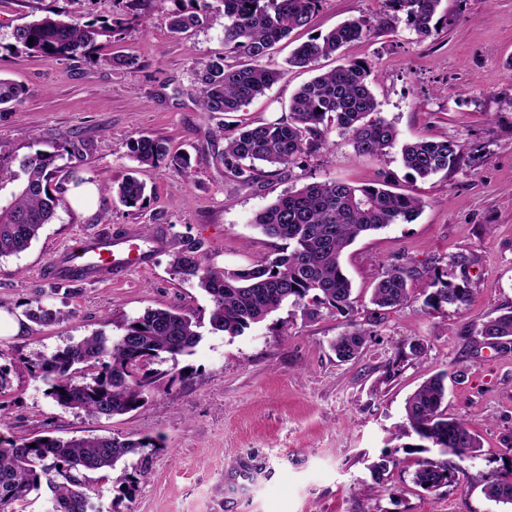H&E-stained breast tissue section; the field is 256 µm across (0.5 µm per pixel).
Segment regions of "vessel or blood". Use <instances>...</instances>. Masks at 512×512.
<instances>
[{
    "label": "vessel or blood",
    "instance_id": "1",
    "mask_svg": "<svg viewBox=\"0 0 512 512\" xmlns=\"http://www.w3.org/2000/svg\"><path fill=\"white\" fill-rule=\"evenodd\" d=\"M132 240L129 234L105 232L85 235L78 244L59 251L53 270L56 274L68 275L81 269L85 272L86 281L93 282L144 269L151 261V254L135 248Z\"/></svg>",
    "mask_w": 512,
    "mask_h": 512
}]
</instances>
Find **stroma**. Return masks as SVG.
<instances>
[{
	"mask_svg": "<svg viewBox=\"0 0 512 512\" xmlns=\"http://www.w3.org/2000/svg\"><path fill=\"white\" fill-rule=\"evenodd\" d=\"M128 2L0 0V78L25 90L21 105L0 108V150L22 156L44 149L43 133L81 140L85 150L60 161L62 179L104 185L131 173L150 196L140 208L101 195L86 219L60 194L55 219L31 247L0 259V300L22 312L49 292L58 250L83 234L146 227L167 242L147 271L52 295L68 319L0 333V365L11 380L0 395V433L154 441L152 471L132 497L93 479L97 512H512L483 492L512 474V451L504 446L512 436V355L480 334L487 319L512 311V0H445V19L424 40L384 0H323L307 26L275 46L270 64L284 68L296 45L346 20H371L369 36L312 68L286 70L265 96L221 120L200 109L193 72L198 62L225 54L223 15L175 37L166 12L145 0L142 23L101 48L133 57L129 68L13 47L14 28L47 12L85 21L123 12ZM349 60L371 65L373 92L400 140L452 141L458 165L415 180L399 149L381 160L361 157L349 136L335 131L326 148L262 187L241 186L225 172L216 159L225 144L217 129L230 134L287 116L302 84ZM142 135L188 154L193 177L137 166L128 144ZM328 179H386L423 201L414 222L361 237L345 251L353 313L324 309L311 318L288 303L243 335L213 330L210 299L173 273L169 242L198 238L211 266L248 267L279 247L253 216L289 191ZM460 254L471 260L464 272L455 264ZM395 265L411 270L414 293L399 308L378 310L372 289ZM436 276L467 279L470 303L456 310L427 305L424 287ZM156 308L193 315L201 338L189 354L161 363L160 386L142 407L92 417L47 396L34 362L99 330L121 336L126 320ZM357 325L369 329L368 341L358 357L340 361L332 343ZM456 371L463 377L448 383V412L467 423L485 454L467 463L460 484L426 491L413 473L428 453L404 434L405 405L427 378ZM382 457L389 466L374 474Z\"/></svg>",
	"mask_w": 512,
	"mask_h": 512,
	"instance_id": "1",
	"label": "stroma"
}]
</instances>
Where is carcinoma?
<instances>
[{
	"label": "carcinoma",
	"instance_id": "cac0c4a2",
	"mask_svg": "<svg viewBox=\"0 0 512 512\" xmlns=\"http://www.w3.org/2000/svg\"><path fill=\"white\" fill-rule=\"evenodd\" d=\"M167 11L169 30L178 35L206 26L213 15H224V55L198 64L195 71L202 109L214 115L238 112L265 95L281 80L285 70L268 59L274 46L295 29L306 26L322 0H156ZM395 13L422 38L437 30L443 0H385ZM129 15L95 18L86 22L55 13L34 19L13 30L15 46L53 58L78 54L97 65L131 67L127 55L101 54L99 39L121 35ZM371 31L365 20H350L323 36L298 46L288 58L291 68H305L329 57L344 45L361 40ZM232 54L243 62L225 64ZM21 86L0 79V106L23 103ZM349 135L358 155L380 160L398 141L396 127L381 115L372 91V70L364 62L350 61L315 76L293 95L286 118L247 125L226 139L218 161L244 186L288 171L304 155L328 144L333 130ZM84 144L57 138L54 151L22 157L0 150V258L24 252L52 222L58 195L63 154L79 152ZM131 160L153 168L191 176L190 158L170 152L162 138L140 136L130 141ZM403 167L413 178L426 179L459 162L456 146L448 140H419L401 146ZM105 190L130 207L147 203L146 185L128 175ZM422 201L415 195L389 189L387 182L357 184L336 179L314 182L291 191L259 212L254 219L264 235L283 242L272 258L253 265L223 270L204 264V243L180 237L172 243L173 271L197 279L212 303L210 322L228 336H240L282 305L292 302L314 318L321 309L341 314L354 312L352 283L341 265V256L358 237L391 224L414 221ZM426 303L460 309L470 301L467 278L445 282L436 277L427 283ZM412 289L407 271L393 266L376 282L371 302L381 310L408 301ZM25 317L39 326L52 325L70 313L45 306L40 297L27 303ZM198 323L174 310L148 309L126 322L116 339L95 332L71 342L33 364L34 372L51 390L58 405L92 416L113 417L138 409L156 389L159 373L152 365L190 352L200 340ZM480 334L504 354L512 353V312L486 321ZM369 332L356 327L334 340L337 358L350 361L367 342ZM92 370L90 381H79L76 372ZM448 373L427 379L406 402L407 432L429 444L436 459L418 462L414 483L425 490L449 486L466 474L448 461H473L483 455L480 440L467 424L448 415L445 401ZM155 447L149 441L115 436H50L7 438L0 435V512H25L30 497L45 487L51 492L52 512H96L88 494L89 474L108 477L123 495L131 496L137 480L148 475ZM137 459L133 471L117 469L121 461ZM485 496L512 506V479L497 478L486 484Z\"/></svg>",
	"mask_w": 512,
	"mask_h": 512
}]
</instances>
